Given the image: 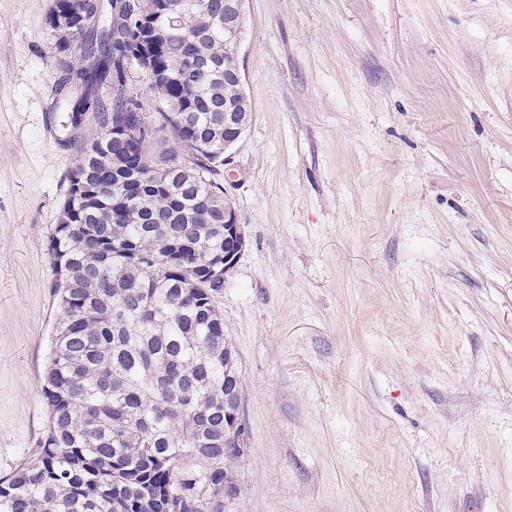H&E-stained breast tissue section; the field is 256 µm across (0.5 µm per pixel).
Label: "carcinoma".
Returning a JSON list of instances; mask_svg holds the SVG:
<instances>
[{
  "label": "carcinoma",
  "mask_w": 512,
  "mask_h": 512,
  "mask_svg": "<svg viewBox=\"0 0 512 512\" xmlns=\"http://www.w3.org/2000/svg\"><path fill=\"white\" fill-rule=\"evenodd\" d=\"M152 26L149 56L138 39L117 46L140 60L163 118L144 140L131 109L94 95L112 79L110 8L101 0H53L49 14L79 23L76 38L56 43L78 82L62 105L71 125L94 114L95 129L67 174L60 213L48 239L63 319L56 329L42 396L49 412L37 458L0 481V512H233L224 482H236L243 452L240 407L225 386L240 387L207 261L224 252V82L236 64L224 43V0H137ZM202 35L186 79L170 71L188 53L169 24L186 5ZM80 53L78 64L72 54ZM176 146H166V134ZM197 152L202 177L166 169L176 149Z\"/></svg>",
  "instance_id": "1"
}]
</instances>
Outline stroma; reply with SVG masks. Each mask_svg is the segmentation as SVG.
I'll return each mask as SVG.
<instances>
[{
	"mask_svg": "<svg viewBox=\"0 0 512 512\" xmlns=\"http://www.w3.org/2000/svg\"><path fill=\"white\" fill-rule=\"evenodd\" d=\"M51 6L0 0V479L48 429L47 243L94 128ZM244 12L235 512H512V0Z\"/></svg>",
	"mask_w": 512,
	"mask_h": 512,
	"instance_id": "obj_1",
	"label": "stroma"
}]
</instances>
